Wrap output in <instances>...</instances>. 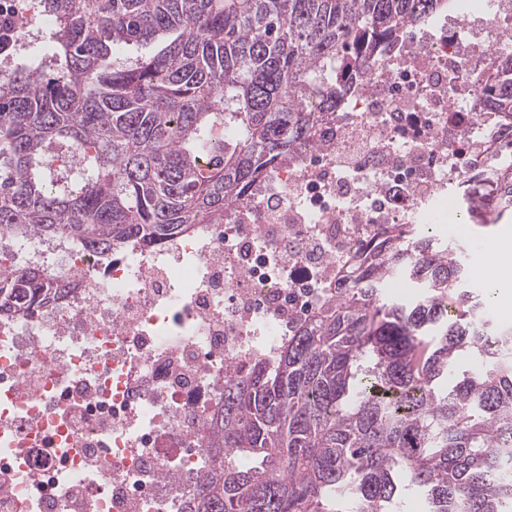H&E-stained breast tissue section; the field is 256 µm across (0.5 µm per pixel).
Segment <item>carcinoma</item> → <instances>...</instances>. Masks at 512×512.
<instances>
[{
    "instance_id": "carcinoma-1",
    "label": "carcinoma",
    "mask_w": 512,
    "mask_h": 512,
    "mask_svg": "<svg viewBox=\"0 0 512 512\" xmlns=\"http://www.w3.org/2000/svg\"><path fill=\"white\" fill-rule=\"evenodd\" d=\"M35 64L0 80V228L105 257L224 209L307 143L318 112L456 0H42ZM512 62L485 100L512 118ZM79 157L68 173L56 151ZM300 321L275 365L224 383L213 468L189 512L512 509V328L488 316L459 245L407 226ZM54 272L0 276L29 315ZM406 282L403 302L385 288ZM467 353L472 366L459 368Z\"/></svg>"
}]
</instances>
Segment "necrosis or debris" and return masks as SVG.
I'll return each instance as SVG.
<instances>
[{
  "label": "necrosis or debris",
  "mask_w": 512,
  "mask_h": 512,
  "mask_svg": "<svg viewBox=\"0 0 512 512\" xmlns=\"http://www.w3.org/2000/svg\"><path fill=\"white\" fill-rule=\"evenodd\" d=\"M35 0H0L14 50ZM512 49V0H478L376 60L261 188L152 248L104 258L0 233V270L50 266L62 299L0 316V512H184L224 384L271 362L384 231L454 224L451 195L512 169L475 76Z\"/></svg>",
  "instance_id": "obj_1"
}]
</instances>
